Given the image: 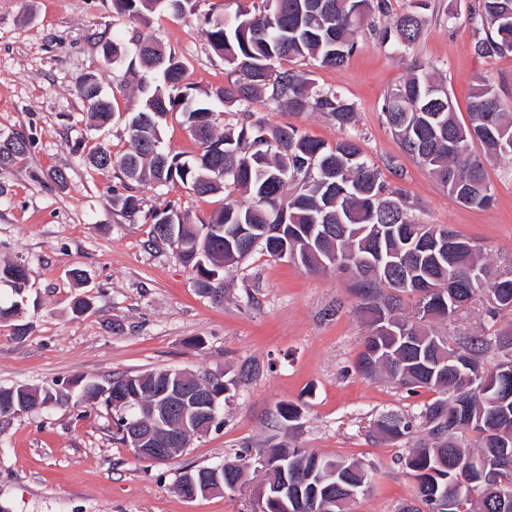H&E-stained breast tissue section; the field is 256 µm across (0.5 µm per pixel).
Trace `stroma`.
Listing matches in <instances>:
<instances>
[{
	"instance_id": "35a3bbf8",
	"label": "stroma",
	"mask_w": 512,
	"mask_h": 512,
	"mask_svg": "<svg viewBox=\"0 0 512 512\" xmlns=\"http://www.w3.org/2000/svg\"><path fill=\"white\" fill-rule=\"evenodd\" d=\"M475 0H390L389 16L418 10L424 21L409 48L383 43L369 31L353 55L336 68L306 63L312 78L334 88L357 109L355 132L366 158L384 182L401 190L418 223L446 225L473 240L488 264L512 271V157L490 159L491 207L476 209L451 198L428 170L407 156L380 119L385 96L411 73L437 69L467 119L476 85H493L512 105V54L481 58L473 45L484 31L474 21ZM140 23L118 18L112 0H0V137L22 134L30 143L20 161L0 167V268L24 266L22 294L0 282V304L14 306L0 323V386L49 392L45 407L0 418V512H252L266 475L248 471L232 491L187 500L173 484L187 468L211 466L225 453L258 452L273 444L298 446L358 461L371 477L351 512H399L414 481L400 456L426 436L385 437L381 415L413 417L433 400L407 393L385 376H363L356 356L368 334L347 273L308 272L291 261L255 251L224 276V297L201 292L191 268L174 250L150 241V224L129 223L112 208L118 179L87 163L106 146L129 151L124 122L97 128L76 81L98 75L115 109L140 104L126 64L106 61L102 46L113 32L124 39ZM187 68L196 95L224 85L227 69L210 49L205 25L166 12L148 26ZM257 118L287 123L334 143L341 131L320 112L295 115L254 104ZM66 175L65 186L50 178ZM143 212L173 206L197 224L222 205L179 184H137ZM82 271L76 280L74 271ZM88 298L83 312L76 296ZM24 335H16V328ZM512 327V315L490 319L484 295L438 332L455 339ZM160 369L221 374L236 379L220 413L221 424L192 438L163 463L135 456L113 433V410L80 397V382ZM301 416L284 429L275 420L282 402Z\"/></svg>"
}]
</instances>
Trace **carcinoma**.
<instances>
[{"label":"carcinoma","instance_id":"1","mask_svg":"<svg viewBox=\"0 0 512 512\" xmlns=\"http://www.w3.org/2000/svg\"><path fill=\"white\" fill-rule=\"evenodd\" d=\"M200 0H113L117 13L148 23V15L164 9L182 18L197 15ZM235 10L225 3L203 15L208 43L229 68L230 80L211 90L206 99L193 97L185 66L172 52L160 61L159 40L138 37L136 57L152 75L140 82L141 108L128 113L126 127L132 149L119 161L99 146L88 156L90 165L106 172L117 166L131 182H179L205 197L221 193L224 206L211 216L206 233L172 207L148 215L151 241L166 243L196 274L200 289L209 294L223 290V273L240 263L257 247L274 256L278 249L260 240L268 224L283 225L280 239L288 251H297L304 270L334 268L353 280L359 310L366 315L369 334L357 357L365 376L384 370L392 383L412 394L426 389L438 394L417 415L428 439L410 449L404 458L415 484L413 499L400 512H436L435 497L453 494L455 512H497V491H512V465L496 470L489 479L479 462L495 463L512 452V329L488 335L463 336L451 342L426 324L445 320L468 304L478 292L488 298L491 317L512 313V272L500 273L484 263L476 249L454 252L431 260L428 246L452 233L448 226L419 224L408 215L406 197L384 183L380 170L363 156L349 134L356 109L343 95L315 84L306 72L291 67L313 61L319 67L344 64L356 48L355 36L364 19L384 14L388 0H235ZM485 36L474 44L481 58L512 53V0H478L475 11ZM422 19L411 11L397 17L393 28L378 30L382 41L396 36L404 46L416 43ZM79 96L93 111L98 125L116 119L112 102L93 75L77 80ZM257 101L281 106L292 113L322 112L336 120L343 136L328 144L312 138L294 125L270 127L260 119L246 121L234 131L216 134L212 109L253 114ZM178 112L200 147L186 158L163 147L161 130L168 114ZM382 118L398 137L403 150L425 167L436 183L456 201L468 193L463 205L486 208L494 200L486 175V162L472 153L481 144L487 157L512 156V107L502 102L496 89L481 84L473 94L468 120L459 118L443 82L429 71L409 75L385 98ZM206 115L201 133H193L192 117ZM29 143L22 136L0 138V166L25 156ZM112 209L130 222L138 221L140 199L114 192ZM196 244L206 252L203 262L190 259ZM0 279L17 289L26 272L15 265L0 269ZM416 296L413 317L401 319V294ZM498 351L492 368L484 360ZM189 378L225 392L234 382L224 375L189 373ZM151 377L122 375L106 386L88 382L82 387L87 401L101 399L112 406V388L141 396L122 408L116 428L127 443V432L140 423L152 404L146 393ZM15 407L26 412L42 407L49 395L27 386L0 387ZM282 425L298 421L293 403L279 405ZM412 421L388 413L378 429L399 439L410 432ZM301 473L302 495L288 501L292 512H350L352 500L331 501L327 490L336 484L350 487L368 482L362 466L341 456L331 457L305 448L273 446L253 455L228 453L224 467L238 477L253 466L262 467L268 482L281 476V465Z\"/></svg>","mask_w":512,"mask_h":512}]
</instances>
